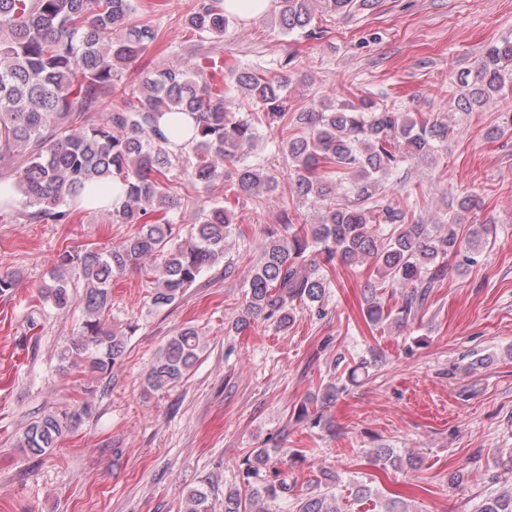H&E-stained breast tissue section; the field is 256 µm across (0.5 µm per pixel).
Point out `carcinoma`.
<instances>
[{
  "label": "carcinoma",
  "mask_w": 512,
  "mask_h": 512,
  "mask_svg": "<svg viewBox=\"0 0 512 512\" xmlns=\"http://www.w3.org/2000/svg\"><path fill=\"white\" fill-rule=\"evenodd\" d=\"M370 0H276L275 25L285 36L318 39L323 18L370 7ZM138 0H0V211L10 209L28 224H71L81 197L98 183L121 185L123 199L112 206L114 224L138 230L112 246L60 252L39 285L42 306L82 309L80 334L60 360L97 376L122 361L125 331L107 330L112 283L138 269L153 274L149 306L172 307L203 271L224 263V277L236 266L224 260V243L236 234L232 202L252 204L255 214L280 209L279 223L265 228L266 242L245 281V314L237 325L261 317L276 328L294 322L297 307L324 314L332 287L330 269L340 263L373 265L363 311L368 325L398 330L412 324L431 290L448 276V262L465 272L496 234L494 225L475 223L461 233V218L480 208L472 194L456 197L452 214L438 224L424 222L426 195L412 192L411 207L396 206L386 190L388 177L405 163H437L447 150L450 127L437 116L403 112L393 102L362 95L356 100L324 97L299 112H288V55L267 67L244 66L224 57L220 44L241 21L224 11V0H194L183 24L194 54L180 69L143 63L159 41L160 29L137 17ZM138 80L125 81L129 69ZM456 107L474 112L512 90V37L489 45L474 71L460 78ZM166 112L195 119L185 142L170 148L157 125ZM105 115L102 120L95 115ZM266 130L276 131L277 154L286 164L291 200L277 195L279 170L267 159L250 158ZM224 186V197L201 201L191 187ZM197 211L193 224L177 221L175 209ZM317 218L308 222L306 212ZM82 293L74 295L73 288ZM401 288V302L387 305L377 288ZM205 349L194 326L171 336L151 361L146 381L161 391L180 383ZM339 394L334 382L301 405L298 418L331 428L323 409ZM47 414L32 422L16 447L32 457L55 446L66 421ZM378 460L395 469H413L416 456L379 448ZM272 449L245 458L242 486L224 492V512H270L269 504L288 493L280 471L268 475ZM181 512H215L209 486L182 491ZM295 512H342L333 491L310 493ZM479 512H512V492L489 494Z\"/></svg>",
  "instance_id": "obj_1"
}]
</instances>
